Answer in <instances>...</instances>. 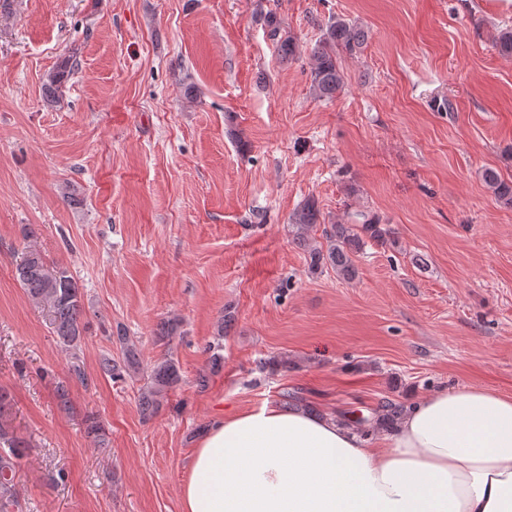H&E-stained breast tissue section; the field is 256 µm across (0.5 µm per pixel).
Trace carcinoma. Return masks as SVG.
I'll return each instance as SVG.
<instances>
[{
    "mask_svg": "<svg viewBox=\"0 0 512 512\" xmlns=\"http://www.w3.org/2000/svg\"><path fill=\"white\" fill-rule=\"evenodd\" d=\"M267 26L270 36L280 43L283 58L294 54L291 37L282 34L279 22L268 16ZM364 32L350 22L338 18L326 26L319 43L312 52L310 75L313 91L320 98L331 99L344 86V73L337 64V51L349 52L361 47ZM494 47L503 55H512V28L501 29L494 37ZM485 182L495 196L507 206H512V184L501 179L494 170L485 172ZM359 224H335L326 233V247L311 245L305 237L307 228L318 223L319 210L315 201H307L292 216V232L295 240L303 246L309 257L312 271L331 268L336 275L350 280L357 273L355 257L364 245V238L384 243L391 231L366 214H359ZM14 279L24 290L27 297L44 308L49 324L60 343L72 356H77L87 330L83 316L82 291L77 281L63 267L50 266L42 254L34 248L29 249L13 271ZM121 347V357L115 359L112 353L103 354L99 368L103 375L120 381L130 373L139 372L140 357L135 344L127 336L117 332ZM181 382L178 363L173 358H163L153 365L147 383L141 389L138 400L142 415L156 413L168 393ZM404 410V406L386 400L375 411L374 423L389 428ZM27 455V443L14 435L9 428L0 423V512H15L19 507L14 493V479L21 461Z\"/></svg>",
    "mask_w": 512,
    "mask_h": 512,
    "instance_id": "obj_1",
    "label": "carcinoma"
}]
</instances>
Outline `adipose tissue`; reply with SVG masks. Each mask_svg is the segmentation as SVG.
<instances>
[{
    "label": "adipose tissue",
    "instance_id": "obj_1",
    "mask_svg": "<svg viewBox=\"0 0 512 512\" xmlns=\"http://www.w3.org/2000/svg\"><path fill=\"white\" fill-rule=\"evenodd\" d=\"M180 512H512V397L438 388L370 439L273 404L216 419Z\"/></svg>",
    "mask_w": 512,
    "mask_h": 512
}]
</instances>
